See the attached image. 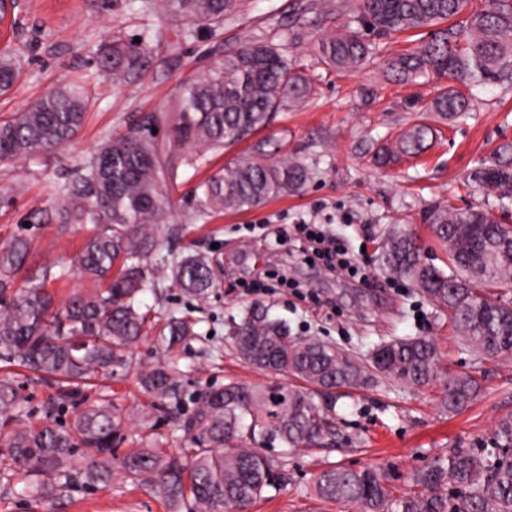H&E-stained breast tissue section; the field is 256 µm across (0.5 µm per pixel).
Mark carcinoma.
<instances>
[{"label": "carcinoma", "instance_id": "obj_1", "mask_svg": "<svg viewBox=\"0 0 512 512\" xmlns=\"http://www.w3.org/2000/svg\"><path fill=\"white\" fill-rule=\"evenodd\" d=\"M357 0L356 12L380 34L435 27L465 13L459 24L434 32L432 39L390 57L386 72L401 82L446 77L426 111L452 120L468 111L473 89L512 83V0ZM238 0H164L167 15L190 33L202 26L216 33L236 13ZM153 46L116 37L103 56L107 75L116 81L143 71ZM319 60L328 68L363 67L373 50L360 30L343 26L319 42ZM20 63L0 54V94L8 93ZM314 94L311 82L293 70L285 45L249 41L182 82L169 111L151 114L118 137L108 139L80 167L70 202L60 208L64 224H92L94 230L71 266L48 264L17 285L32 242L16 237L0 247V362L23 368L39 380L88 385L121 369L137 375L154 399L179 403L180 371L169 359L141 369L133 349L149 333L171 352L197 336L195 321L169 316L151 319L141 295L160 287L154 257L177 231L161 223L167 189L180 174L197 168L209 152H219L266 128L275 114ZM88 96L72 79L33 101L24 111L0 120V161L33 158L67 144L82 127ZM164 127L159 138L152 129ZM434 129L416 122L376 157L380 164L426 152ZM309 178L296 160H238L202 181L201 196L190 215L205 221L211 213L244 211L301 189ZM507 211L512 202V143L501 145L490 163L472 175ZM433 235L445 248L449 271L420 259L423 248L405 227H393L381 242L389 273L410 281L436 308L448 313L465 345L482 357L512 355V304L489 297L512 284V256L493 259L494 245L512 238V225L473 206L436 208ZM106 287L71 294L60 305L47 287L67 279L70 267ZM166 279L198 300L216 281L212 260L189 253L173 260ZM237 356L264 372L275 371L298 385L247 386L230 381L222 388L202 387L194 408L180 419L187 446L174 454L151 438L139 449L118 456L130 418L112 403H92L63 426L47 403L41 423L28 422L20 388L0 377V476L22 470L35 477L31 497L48 500L77 480L107 485L114 471L150 481L178 512H244L263 494L285 481L281 462L269 454L282 448L316 447L340 436L332 413L336 391L361 388L379 376L421 388L439 378L432 339L394 338L361 358L316 339L294 340L285 321L274 319L259 303L247 308L228 331ZM318 393L322 402L314 401ZM469 375L448 378L441 408L456 413L475 398ZM413 489L395 496L374 467L319 473L317 497L343 501L356 512H512V414L499 419L491 449L458 448L438 456L410 476Z\"/></svg>", "mask_w": 512, "mask_h": 512}]
</instances>
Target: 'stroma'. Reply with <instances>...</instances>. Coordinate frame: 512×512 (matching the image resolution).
Returning <instances> with one entry per match:
<instances>
[{"instance_id":"35a3bbf8","label":"stroma","mask_w":512,"mask_h":512,"mask_svg":"<svg viewBox=\"0 0 512 512\" xmlns=\"http://www.w3.org/2000/svg\"><path fill=\"white\" fill-rule=\"evenodd\" d=\"M313 2L240 0L237 17L226 21L223 30L213 36L201 30L188 38L173 18L142 13L141 0H17L7 26L0 27V52H10L21 63L18 83L0 96V119L25 109L67 78L80 79L91 99L69 144L33 159L0 163V244L16 236L32 240L24 269L28 275L48 263H69L82 248L91 225L59 223L56 213L77 168L108 138L151 113L166 111L186 75L245 41L304 32L289 57L313 80L314 96L278 113L252 139L211 154L199 170H186L171 190L167 222L179 232L170 250L178 256L191 248L217 259L216 288L203 302L176 288L157 297L145 295L143 301L162 315L197 321L196 339L176 355L188 393L202 386L220 388L232 379L272 383L270 374L236 358L225 334L227 322L240 318L254 302L285 321L292 336L314 337L360 356L391 338L430 337L441 380L413 389L380 378L345 391L336 404L341 431L336 444L290 450L287 485L258 500L249 512H354L349 504L322 501L309 491L315 475L333 466L378 467L392 493L404 494L411 488L409 474L435 456L492 447L499 418L512 413V356L485 359L465 350L446 313L394 278L380 257L384 229L408 224L421 235L431 258L443 259L444 249L427 228L429 211L447 204L493 208V198L469 176L501 143L512 142V85L482 89L459 119L436 121L437 141L422 156L375 166L376 147L418 120L425 104L447 84L443 78L405 84L383 69L384 59L428 40L431 31L382 36L363 28L376 52L373 63L358 71L330 70L318 63L313 46L336 34L345 18L324 14ZM145 32L155 48L146 58L144 77L121 83L107 79L101 55L112 38ZM260 140L271 157L308 166L312 177L303 190L251 210L217 213L204 223L190 220L199 182L248 155ZM303 222L335 233L368 279L334 275L319 262L294 258L296 226ZM279 230L284 233L280 240L274 237ZM459 373L475 378L479 394L468 408L449 414L440 407L442 382ZM102 398L130 415L150 402L134 376L120 371L97 388L57 399L55 414L60 422H70ZM28 482L21 474L0 479V512H171L149 485L132 484L118 471L109 485L76 483L42 502L28 500L23 492Z\"/></svg>"}]
</instances>
